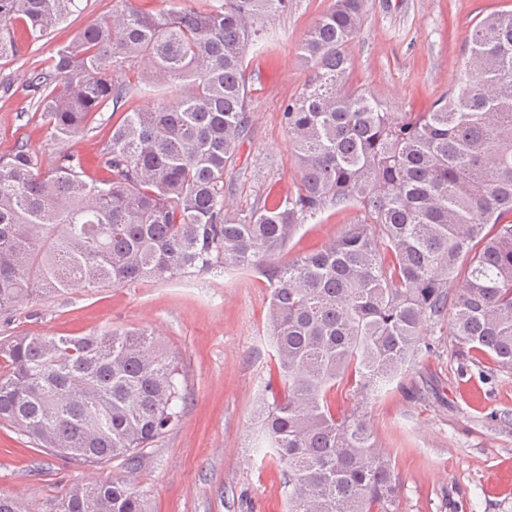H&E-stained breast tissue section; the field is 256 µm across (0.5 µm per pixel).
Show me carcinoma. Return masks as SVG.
<instances>
[{
	"mask_svg": "<svg viewBox=\"0 0 512 512\" xmlns=\"http://www.w3.org/2000/svg\"><path fill=\"white\" fill-rule=\"evenodd\" d=\"M80 0H0V58L20 55ZM365 0H334L308 31V77L282 112L295 191L244 216L224 206V169L249 121L247 50L288 0H217L190 10L121 7L59 48L24 85L59 138L125 111L89 176L68 153L26 144L0 155V311L73 287L256 268L271 290L267 335L282 393L259 413L258 448L286 466L288 512H397L390 456L367 401L413 365L446 323L452 351L512 371V10L470 29L448 93L427 112H392L349 77ZM180 85L175 103L125 108L139 68ZM353 210L324 248L277 261L296 229ZM461 279L459 288L449 285ZM0 422L42 452L133 464L182 420L188 372L150 335H21L0 344ZM55 512H144L126 480L76 484Z\"/></svg>",
	"mask_w": 512,
	"mask_h": 512,
	"instance_id": "cac0c4a2",
	"label": "carcinoma"
}]
</instances>
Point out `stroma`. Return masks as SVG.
Here are the masks:
<instances>
[{
  "label": "stroma",
  "mask_w": 512,
  "mask_h": 512,
  "mask_svg": "<svg viewBox=\"0 0 512 512\" xmlns=\"http://www.w3.org/2000/svg\"><path fill=\"white\" fill-rule=\"evenodd\" d=\"M118 0H81L82 11L48 36L0 59V154L18 139L43 158L66 152L96 173L100 153L121 113L98 114L95 126L60 140L31 119L20 93L33 69ZM333 0H289L264 21L266 45L248 51L249 123L224 171L228 212L284 197L294 158L282 112L307 72L299 46ZM512 0H366L365 24L350 50L354 83L369 87L398 112H425L455 80L467 35L489 9ZM352 213L327 210L302 224L278 261L314 252L343 231ZM270 290L259 270L217 268L170 281H143L88 292L42 295L0 312V340L21 332L86 336L107 329H144L177 354L189 373L181 422L146 450L137 467L112 460L89 468L33 449L0 424V492L28 512H53L76 483L130 479L146 512H286L283 466L255 450L256 408L280 391L265 326ZM429 350L367 406L378 443L392 457L400 484L397 512H512V373L485 375L452 357L447 328L428 336Z\"/></svg>",
  "instance_id": "stroma-1"
}]
</instances>
